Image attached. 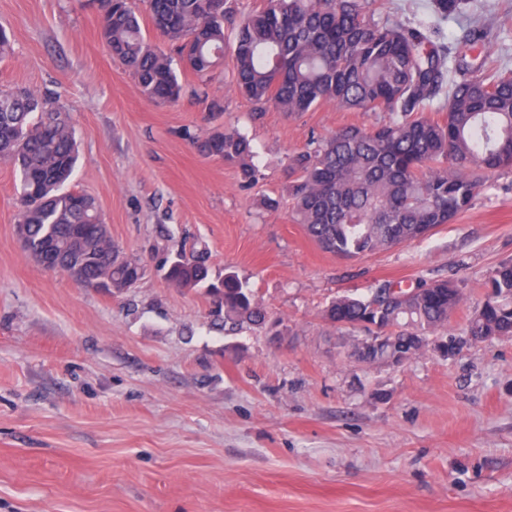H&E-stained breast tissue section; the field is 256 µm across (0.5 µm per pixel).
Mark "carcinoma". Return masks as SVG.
<instances>
[{
    "mask_svg": "<svg viewBox=\"0 0 512 512\" xmlns=\"http://www.w3.org/2000/svg\"><path fill=\"white\" fill-rule=\"evenodd\" d=\"M152 23L180 56L194 50L184 68L208 77L232 53V88L257 106L289 115L324 104L343 110L384 112L372 127L355 125L309 143L289 157L288 197L295 222L325 252L349 257L406 245L467 211L484 179L512 169V68L491 60L487 28L470 26L458 51L439 42V23L462 13L469 0H430L432 22L376 15V0H265L239 14L224 0L211 12L205 0H143ZM101 28L113 57L134 75L152 103L177 102L183 85L170 56L151 46L140 15L127 0H100ZM443 119L428 115L435 101ZM202 153L240 165L252 184L259 170L251 139L236 129L215 130ZM78 147L65 113L44 94L19 88L0 93V160L18 176V223L30 248L62 251L84 281H107L108 293L130 288L142 276L97 228L84 237L75 224H98L89 194L66 190ZM166 278L178 288L202 286L224 306V325L276 331L247 281L234 271L213 280L193 252L178 251ZM410 312L391 317L381 285L368 296L332 300L324 318L356 333L367 324H391L399 347L448 329V312L464 301L447 280H421ZM489 293L469 318L468 336H512V259L499 263Z\"/></svg>",
    "mask_w": 512,
    "mask_h": 512,
    "instance_id": "carcinoma-1",
    "label": "carcinoma"
}]
</instances>
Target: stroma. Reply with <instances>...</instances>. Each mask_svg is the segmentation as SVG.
Masks as SVG:
<instances>
[{
  "instance_id": "stroma-1",
  "label": "stroma",
  "mask_w": 512,
  "mask_h": 512,
  "mask_svg": "<svg viewBox=\"0 0 512 512\" xmlns=\"http://www.w3.org/2000/svg\"><path fill=\"white\" fill-rule=\"evenodd\" d=\"M477 19L512 68V0H472L444 23L448 45ZM0 26L14 42L0 91L53 92L79 145L70 189L145 268L112 296L44 271L0 162V512H512V337L369 364L323 317L341 295L445 279L464 294L449 320L463 335L512 259L511 171L424 240L338 257L291 217L288 156L384 113L256 112L228 56L205 80L179 69L180 101L150 103L112 58L97 0H0ZM217 127L252 139L257 182L198 152ZM182 246L246 279L281 335L225 331L206 289L172 286Z\"/></svg>"
}]
</instances>
